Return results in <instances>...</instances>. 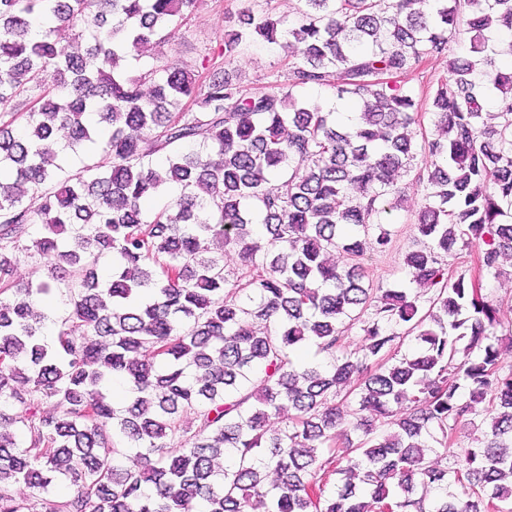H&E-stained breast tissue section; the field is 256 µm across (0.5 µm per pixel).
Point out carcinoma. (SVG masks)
Wrapping results in <instances>:
<instances>
[{"instance_id": "carcinoma-1", "label": "carcinoma", "mask_w": 512, "mask_h": 512, "mask_svg": "<svg viewBox=\"0 0 512 512\" xmlns=\"http://www.w3.org/2000/svg\"><path fill=\"white\" fill-rule=\"evenodd\" d=\"M302 2L290 24L246 14L205 76L158 59L131 76L120 62L195 0H0V107L26 112L22 133L0 121V512H255L264 498L267 512H512V367L495 307L447 261L475 244L496 271L512 254V71L497 64L512 0ZM463 30L470 55L448 61L421 145L423 247L404 258L435 291L423 314L409 290L378 296L326 255L362 257L395 207L394 173L417 155L406 78ZM287 35L299 44L288 90L245 93L225 69L240 45ZM305 86L334 88L350 123L293 93ZM494 89L508 103L489 126ZM98 150L109 164L63 166ZM214 241L240 248L231 284ZM31 249L51 276L20 287L16 253ZM60 284L69 314L50 331L33 306ZM364 315L358 357L345 321ZM410 334L417 351L393 360ZM307 344L329 364L297 362ZM114 380L130 388L122 410ZM343 390L357 443L339 428ZM484 401L482 438L441 465ZM364 412L393 432L374 437ZM18 482L29 498L9 492ZM61 483L73 493L45 498Z\"/></svg>"}]
</instances>
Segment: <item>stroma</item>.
Wrapping results in <instances>:
<instances>
[{"label": "stroma", "instance_id": "35a3bbf8", "mask_svg": "<svg viewBox=\"0 0 512 512\" xmlns=\"http://www.w3.org/2000/svg\"><path fill=\"white\" fill-rule=\"evenodd\" d=\"M275 7L277 14L295 15L299 0H197L191 15L183 22L173 24L167 30L164 44L149 46L148 54L140 61H128L129 74L136 75L147 69L153 56L164 55L168 61L201 69L214 51L222 48L224 34L236 29L241 12L251 11L262 14L268 7ZM469 46L467 37H460L450 45L447 58L426 62L411 75L409 85L414 90L422 110L418 114L417 131L420 135L431 136L435 131V117L428 112L429 98L438 80L447 73L450 58L465 55ZM291 51L287 41L270 44L257 38L243 46L229 66L245 91L257 92L269 88L271 82L280 86L288 84V61ZM425 165L424 155H417L409 168L400 170L395 177L399 192V205L388 217L387 225H372L371 235L389 229L392 242L386 252L368 249L359 260L367 280L374 286L407 288L416 295L422 307H429L432 292L416 286L404 255L416 244L415 223L419 212L426 204V190L417 180L420 168ZM478 249L470 247L457 252L448 260V274L451 277L465 276L476 279L482 294L498 307V319L502 329L512 328V260L502 259L499 273L482 272L478 269Z\"/></svg>", "mask_w": 512, "mask_h": 512}]
</instances>
